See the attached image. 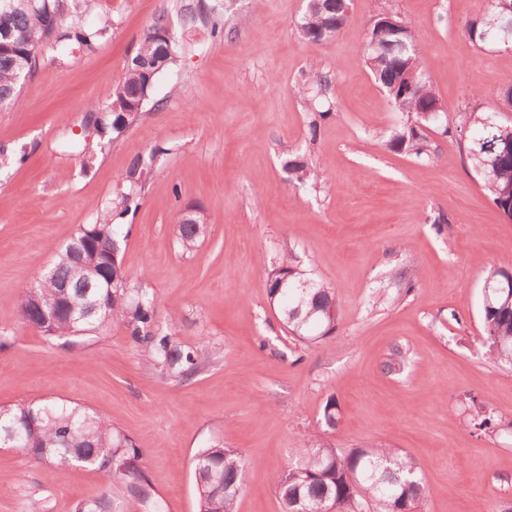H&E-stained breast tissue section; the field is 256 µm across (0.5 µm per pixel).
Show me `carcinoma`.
Masks as SVG:
<instances>
[{"label":"carcinoma","instance_id":"cac0c4a2","mask_svg":"<svg viewBox=\"0 0 512 512\" xmlns=\"http://www.w3.org/2000/svg\"><path fill=\"white\" fill-rule=\"evenodd\" d=\"M92 0H38L33 10L25 0H13L14 7L0 10V105L18 103L21 81L37 64L42 47L50 42L66 49L92 48L106 34L105 28L87 27L81 21ZM347 0H330L326 9H312L300 17L296 30L304 41L317 44L329 33H338L350 19ZM400 23L394 34L381 27L378 17L366 24L371 48L366 66L389 100L407 114V123L393 131L389 147L419 158H429L432 147L425 130L430 119L425 108L438 102L426 77L411 90L397 82L401 71L418 68L423 72V48L413 27L392 8L381 10ZM201 22L215 34L224 29V15L213 7L200 15ZM512 21L498 0L467 20L464 31L475 44L501 45L499 26ZM158 23L140 40L125 77L104 106H91L85 127L94 128L99 147L122 134L142 112L153 82L144 64L160 51ZM329 85L327 75L312 68L300 88L309 99ZM468 135L460 141L466 159L480 175L483 188L493 203L512 218V125L501 122L494 112L471 110L462 113ZM156 152L134 160L131 184L147 177ZM288 173L301 183L317 179L308 159L298 157L286 163ZM134 190L121 195L95 224L78 229L57 254L53 264L37 283L23 288L21 315L31 326L42 327L47 338H78L109 323L125 326L131 341L149 358L163 378L184 381L196 375L201 355L176 339V318L166 327L156 321V294L133 282L122 265L121 239L114 217L122 216L134 202ZM193 222L174 226L176 239L186 253L198 247L207 227L202 210L192 214ZM266 288L272 305L279 310L288 331L300 339L316 330L323 337L336 328V295L333 288L309 276L284 256L266 272ZM483 344L489 356L512 365V303L506 294L488 291L482 297ZM339 407L327 399L321 422L336 428ZM473 428L492 432L498 426L494 415L478 407ZM19 448L28 455L56 462L62 469L72 465L113 473L116 495L104 494L81 502L76 512H124V504L136 503L143 512H162L154 487L140 464V449L112 421L95 415L75 402L38 400L0 407V447ZM195 489L199 512H236L242 491L245 461L234 448L216 444L200 449L194 456ZM282 512H365L376 504L381 512H420L425 493L415 464L394 448L368 446L339 450L328 442L301 440L294 462L275 477Z\"/></svg>","mask_w":512,"mask_h":512}]
</instances>
